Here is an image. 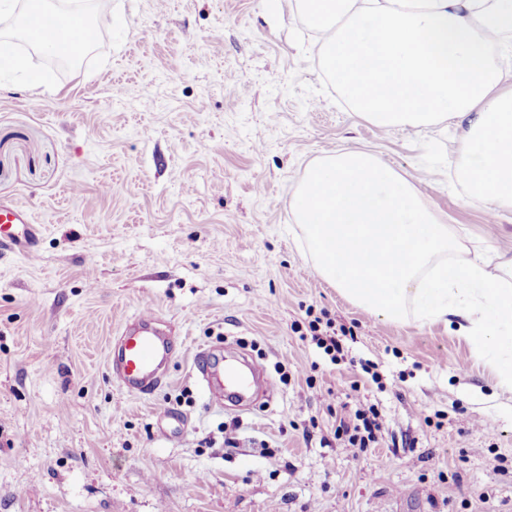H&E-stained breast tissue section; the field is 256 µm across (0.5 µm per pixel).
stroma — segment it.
I'll list each match as a JSON object with an SVG mask.
<instances>
[{"mask_svg":"<svg viewBox=\"0 0 512 512\" xmlns=\"http://www.w3.org/2000/svg\"><path fill=\"white\" fill-rule=\"evenodd\" d=\"M98 5L69 69L21 43L25 69L0 73V201L42 226L37 261L0 255V512H512V389L457 325L346 301L291 207L312 162L365 150L464 259L511 258L512 210L455 180L465 125L350 112L295 0ZM145 310L178 347L135 397L109 363ZM315 319L350 330L342 359ZM219 341L277 383L272 401L205 398L193 359ZM363 402L383 429L357 455L335 428Z\"/></svg>","mask_w":512,"mask_h":512,"instance_id":"35a3bbf8","label":"stroma"}]
</instances>
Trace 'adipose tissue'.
I'll return each instance as SVG.
<instances>
[{"label":"adipose tissue","mask_w":512,"mask_h":512,"mask_svg":"<svg viewBox=\"0 0 512 512\" xmlns=\"http://www.w3.org/2000/svg\"><path fill=\"white\" fill-rule=\"evenodd\" d=\"M351 112L411 131L466 120L456 163L469 198L512 209V78L491 60L512 0H296Z\"/></svg>","instance_id":"adipose-tissue-1"}]
</instances>
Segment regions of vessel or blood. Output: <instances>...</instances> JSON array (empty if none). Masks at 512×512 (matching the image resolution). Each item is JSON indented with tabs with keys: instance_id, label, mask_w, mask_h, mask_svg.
<instances>
[{
	"instance_id": "1",
	"label": "vessel or blood",
	"mask_w": 512,
	"mask_h": 512,
	"mask_svg": "<svg viewBox=\"0 0 512 512\" xmlns=\"http://www.w3.org/2000/svg\"><path fill=\"white\" fill-rule=\"evenodd\" d=\"M38 230L27 207L0 202V248L36 260L34 242ZM174 350L169 331L162 328L154 311L147 310L119 330L110 369L129 394L150 396L165 383L166 367ZM195 371L202 391L215 403H223L228 394L242 395L251 387L250 379L238 373L220 346L199 351Z\"/></svg>"
}]
</instances>
